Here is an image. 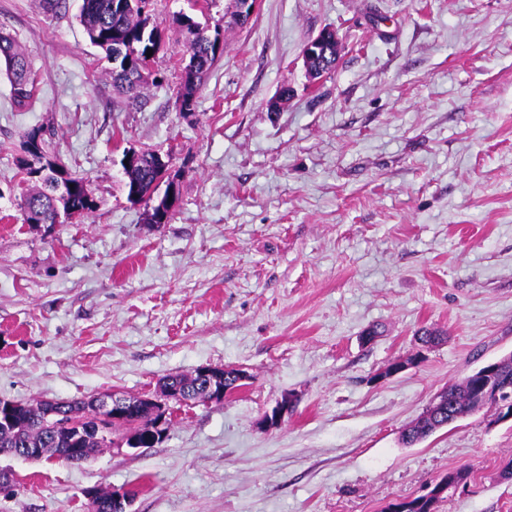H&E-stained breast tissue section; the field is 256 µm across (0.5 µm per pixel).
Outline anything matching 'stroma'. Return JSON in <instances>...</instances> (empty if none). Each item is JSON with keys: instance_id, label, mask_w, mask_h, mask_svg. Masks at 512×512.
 <instances>
[{"instance_id": "1", "label": "stroma", "mask_w": 512, "mask_h": 512, "mask_svg": "<svg viewBox=\"0 0 512 512\" xmlns=\"http://www.w3.org/2000/svg\"><path fill=\"white\" fill-rule=\"evenodd\" d=\"M81 5L0 0L38 87L17 107L0 70V399L153 396L204 366L250 380L172 405L149 448L0 454L16 483L0 512H86L90 487L135 490L128 512H385L462 468L436 512H512V421L487 408L401 441L443 387L512 354V0H259L244 25L233 0H155L164 47L135 105ZM182 12L224 28L190 113ZM325 29L341 56L313 84L302 50ZM34 128L93 212L23 223ZM127 148L174 157L170 223L127 200ZM424 327L445 341L421 348Z\"/></svg>"}]
</instances>
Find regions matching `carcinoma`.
<instances>
[{
  "instance_id": "cac0c4a2",
  "label": "carcinoma",
  "mask_w": 512,
  "mask_h": 512,
  "mask_svg": "<svg viewBox=\"0 0 512 512\" xmlns=\"http://www.w3.org/2000/svg\"><path fill=\"white\" fill-rule=\"evenodd\" d=\"M150 0H83L81 21L90 43L100 48L105 57L114 63L111 68L112 86L123 96L135 95L141 87L140 70L154 61L153 55L161 47L158 26L152 23ZM177 22L185 39L188 62L183 67L180 96L187 111H194L196 95L203 78L217 59L224 53V30L216 26L213 33L201 26L193 17L183 14ZM152 57H147V50ZM0 63L5 65L10 77L14 102L26 105L33 97L35 78L25 53L16 42L0 30ZM34 163L24 165L27 178L42 182V188L21 200L20 211L26 224H52L58 213L77 211L82 217L96 207L90 198L84 178L67 171L56 159L47 156L44 150L32 154ZM124 189L127 199L133 203L150 205L148 220L152 224H167L172 219L169 197H178L179 185H171L159 168L154 153L150 150L131 166L124 168ZM176 389L183 397L202 402L210 400L205 392V381L195 374L168 376L161 390ZM439 397L450 406L439 408L434 413L423 415L408 426L402 441L415 444L435 431L448 426V413L464 417L480 407V398L468 379L451 384ZM88 397L79 401L34 400L19 404L14 411V422L0 426V451L10 452L16 448H40L48 458L67 461V449L83 448L85 452L75 455L77 461L91 458L99 449L112 445V438L96 430L92 417L91 401ZM140 418V425L126 429L132 434L144 433L152 423V406L147 396H130ZM116 491L98 490L97 498L87 503V512H123L112 498ZM438 498L422 495L403 500L405 512H435Z\"/></svg>"
}]
</instances>
